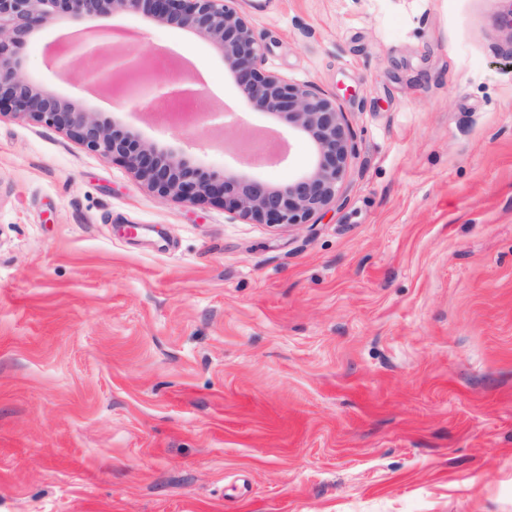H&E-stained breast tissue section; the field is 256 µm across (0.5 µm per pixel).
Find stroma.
<instances>
[{
	"instance_id": "stroma-1",
	"label": "stroma",
	"mask_w": 512,
	"mask_h": 512,
	"mask_svg": "<svg viewBox=\"0 0 512 512\" xmlns=\"http://www.w3.org/2000/svg\"><path fill=\"white\" fill-rule=\"evenodd\" d=\"M266 66L334 96L341 196L272 227L159 199L0 117V512H512V32L500 0H239ZM239 110L219 55L117 15ZM26 74L212 171L223 132Z\"/></svg>"
}]
</instances>
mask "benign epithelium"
<instances>
[{"instance_id":"1","label":"benign epithelium","mask_w":512,"mask_h":512,"mask_svg":"<svg viewBox=\"0 0 512 512\" xmlns=\"http://www.w3.org/2000/svg\"><path fill=\"white\" fill-rule=\"evenodd\" d=\"M237 0H0V115L10 113L66 134L105 161H121L132 176L163 201L185 205L218 203L258 224H307L336 201L349 160L356 154L346 113L310 83L291 82L265 67L264 45ZM132 15L189 32L215 47L224 71L239 91L244 111L273 119L288 139L304 140L311 154L307 168L285 183H272L240 157L224 172L209 171L172 147L140 138L132 129L103 120L98 113L62 98L49 84L24 73L20 51L50 21L72 22ZM64 56L106 59L85 77L101 84L124 104L139 108L154 89L157 67L130 57L103 32L95 45H73ZM198 89L172 91L167 99L184 117L183 104L198 99Z\"/></svg>"}]
</instances>
